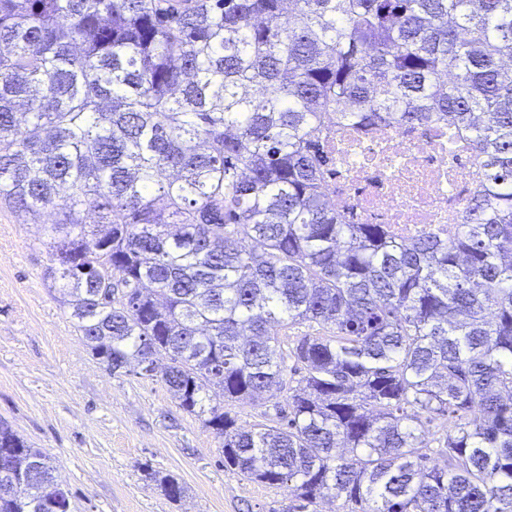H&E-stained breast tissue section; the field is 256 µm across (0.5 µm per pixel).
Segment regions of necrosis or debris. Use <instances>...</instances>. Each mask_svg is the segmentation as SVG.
I'll return each mask as SVG.
<instances>
[{"instance_id":"obj_1","label":"necrosis or debris","mask_w":512,"mask_h":512,"mask_svg":"<svg viewBox=\"0 0 512 512\" xmlns=\"http://www.w3.org/2000/svg\"><path fill=\"white\" fill-rule=\"evenodd\" d=\"M324 188L337 210L362 224L386 225L408 240L447 237L463 223L468 199L484 180L467 150L448 142V126L402 127L385 120L336 127Z\"/></svg>"}]
</instances>
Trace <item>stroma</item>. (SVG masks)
Instances as JSON below:
<instances>
[{
	"label": "stroma",
	"instance_id": "obj_1",
	"mask_svg": "<svg viewBox=\"0 0 512 512\" xmlns=\"http://www.w3.org/2000/svg\"><path fill=\"white\" fill-rule=\"evenodd\" d=\"M51 224L0 204V420L49 457L73 512H276L287 486L226 469L221 438L161 377L93 357L45 278ZM154 472L184 496H165Z\"/></svg>",
	"mask_w": 512,
	"mask_h": 512
}]
</instances>
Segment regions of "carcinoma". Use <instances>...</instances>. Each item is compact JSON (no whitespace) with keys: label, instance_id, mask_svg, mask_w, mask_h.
I'll return each instance as SVG.
<instances>
[{"label":"carcinoma","instance_id":"cac0c4a2","mask_svg":"<svg viewBox=\"0 0 512 512\" xmlns=\"http://www.w3.org/2000/svg\"><path fill=\"white\" fill-rule=\"evenodd\" d=\"M508 59L512 0H0V204L58 215L46 276L92 355L166 359L224 468L288 486L277 512H512ZM330 114L466 131L465 223L331 210ZM0 467V512H43L53 468L5 422ZM234 405H225V410H231L232 413L236 414L237 423L239 426L246 430H253L254 428H260L263 424H270L268 418L269 415L274 414L273 407L270 403L268 406L255 407L250 405L233 403ZM264 412H267L266 416Z\"/></svg>","mask_w":512,"mask_h":512}]
</instances>
